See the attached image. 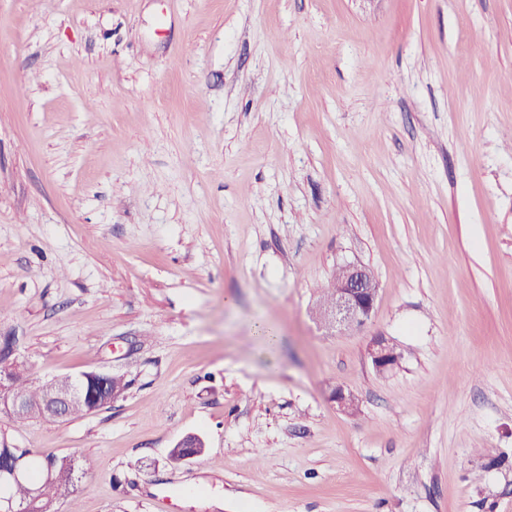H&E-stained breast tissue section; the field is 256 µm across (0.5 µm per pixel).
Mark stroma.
Here are the masks:
<instances>
[{
	"label": "stroma",
	"mask_w": 512,
	"mask_h": 512,
	"mask_svg": "<svg viewBox=\"0 0 512 512\" xmlns=\"http://www.w3.org/2000/svg\"><path fill=\"white\" fill-rule=\"evenodd\" d=\"M7 336L129 383L0 414L92 460L59 512H512V0H0ZM341 267L343 274L336 285V300L319 315L330 329H358L371 319L378 283L362 264L345 263ZM389 341L382 337H375L368 348V355L373 367L378 372H385L392 369L399 363L401 358L393 348L388 345ZM84 397V390L81 386L68 390H59L50 387L46 399L41 407L45 420H58L64 415L65 409L71 404L80 401ZM178 448H197L195 453L196 457L193 459L201 458L205 453L204 444L201 440V437L196 434H188L181 438L174 448H171L169 451L168 459L171 463L179 464L184 462L183 459V451Z\"/></svg>",
	"instance_id": "1"
}]
</instances>
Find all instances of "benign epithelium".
Returning a JSON list of instances; mask_svg holds the SVG:
<instances>
[{"mask_svg": "<svg viewBox=\"0 0 512 512\" xmlns=\"http://www.w3.org/2000/svg\"><path fill=\"white\" fill-rule=\"evenodd\" d=\"M343 274L336 285V300L320 312L330 329L353 330L363 327L370 319L378 295V283L362 264L345 263ZM373 367L379 372L392 369L399 363L400 354L388 345L382 336L375 337L368 348ZM18 366L0 364V413L9 415L32 410L31 405L16 394L13 376ZM84 397V390L77 386L68 390L49 388L41 411L46 419L58 420L65 409ZM25 473L22 459L14 460L8 467L0 468V484L20 479Z\"/></svg>", "mask_w": 512, "mask_h": 512, "instance_id": "benign-epithelium-1", "label": "benign epithelium"}]
</instances>
